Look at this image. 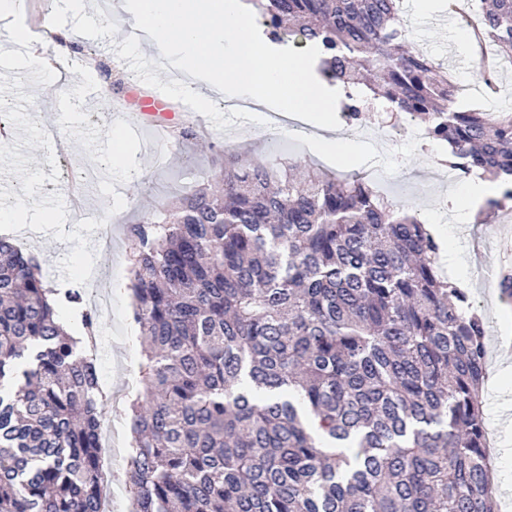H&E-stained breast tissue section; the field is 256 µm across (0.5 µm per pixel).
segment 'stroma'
I'll return each instance as SVG.
<instances>
[{
  "label": "stroma",
  "mask_w": 512,
  "mask_h": 512,
  "mask_svg": "<svg viewBox=\"0 0 512 512\" xmlns=\"http://www.w3.org/2000/svg\"><path fill=\"white\" fill-rule=\"evenodd\" d=\"M118 0H98L93 10L77 18L59 10L56 0H23L19 28L32 40L29 50H36L38 27L29 17H53L57 32L71 31L82 44L97 48L103 60L110 62L113 72L126 75L122 86L113 85L101 72L79 66L65 68L41 84L27 72L0 74V105L10 117L7 128L16 131V139L0 140V203L21 204L27 220L22 224L0 223V235L24 241L26 248L40 260L42 273L50 286L62 285L90 292L112 290L114 283L122 289L112 309L96 310L99 331L112 333L114 347L129 345L131 365H112L101 370L102 399L100 409L104 421L127 430L126 400L131 374L139 373L141 363L140 332L134 321L129 282L128 258L132 241L127 227L139 223L143 216L174 201L178 193L196 180L210 175L215 160L226 148H233L241 160L260 157L268 161H290L308 165L321 158L307 145L290 140L288 135L269 138L259 112H227L219 101H211L205 116L179 120V129H192L193 138H171L164 151L154 148L155 137L147 124H139L136 132L126 129L135 121L136 97L156 91L173 97L172 107L183 111L176 101L177 83L183 71L169 62L143 60L127 63L125 57L113 55L109 47L122 43L126 16L117 6ZM448 0H404L402 16L413 48L422 50L435 62L448 67L456 84L482 89L483 70L475 57L457 53L456 42L467 33V26L452 20L444 27L435 18L447 15ZM96 86L98 97H89L87 86ZM69 103L67 114H57L55 96ZM129 100L123 120H106L111 101ZM128 144L129 157H114L108 148L111 139ZM442 144L420 140L414 158L401 162L397 171L384 173L378 189L388 198L422 218H433L448 241L463 246L460 273L477 311L488 325V346H495L505 322L512 320V301L500 299L492 283L482 280L478 272L498 264L497 242L512 229V212L506 209H480L472 223L457 221L444 208L449 191L458 181L441 179L429 164L442 153ZM191 155L193 168H185L183 155ZM94 162L105 185L98 194L87 197L81 213H74L63 169H80ZM56 214L57 222H46L47 214ZM499 358L487 357V379L482 390L484 416L489 431L498 444H505L504 428L512 422L506 412L512 403V375L501 376Z\"/></svg>",
  "instance_id": "35a3bbf8"
}]
</instances>
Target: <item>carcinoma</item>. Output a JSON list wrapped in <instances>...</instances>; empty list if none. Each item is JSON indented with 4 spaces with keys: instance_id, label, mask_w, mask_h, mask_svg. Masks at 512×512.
Segmentation results:
<instances>
[{
    "instance_id": "obj_1",
    "label": "carcinoma",
    "mask_w": 512,
    "mask_h": 512,
    "mask_svg": "<svg viewBox=\"0 0 512 512\" xmlns=\"http://www.w3.org/2000/svg\"><path fill=\"white\" fill-rule=\"evenodd\" d=\"M246 2L270 42L318 48L350 118L382 97L493 176L488 207L512 197V113L459 107L400 0ZM474 5L512 60V0ZM131 234L133 512H498L487 326L415 216L362 179L226 157ZM83 301L0 237V512H101L97 368L58 314Z\"/></svg>"
}]
</instances>
